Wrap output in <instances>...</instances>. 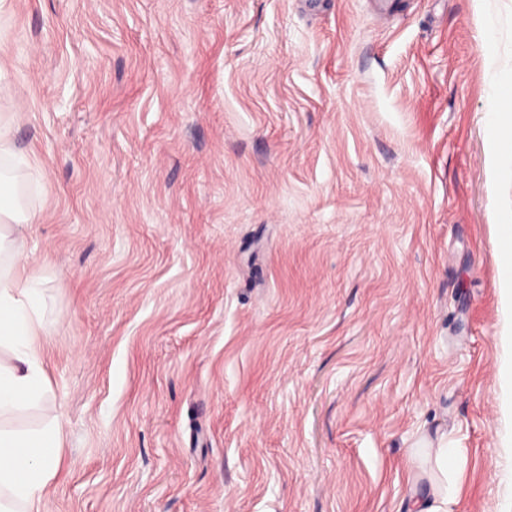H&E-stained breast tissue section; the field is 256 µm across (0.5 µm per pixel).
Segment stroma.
I'll use <instances>...</instances> for the list:
<instances>
[{
  "label": "stroma",
  "mask_w": 512,
  "mask_h": 512,
  "mask_svg": "<svg viewBox=\"0 0 512 512\" xmlns=\"http://www.w3.org/2000/svg\"><path fill=\"white\" fill-rule=\"evenodd\" d=\"M64 420L40 512H512L489 77L512 0H8ZM457 457L458 449L449 447L443 434L434 448L432 465L428 467V503L423 507L421 500L417 499L420 506L417 512H453L458 497Z\"/></svg>",
  "instance_id": "35a3bbf8"
}]
</instances>
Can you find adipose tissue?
<instances>
[{"mask_svg": "<svg viewBox=\"0 0 512 512\" xmlns=\"http://www.w3.org/2000/svg\"><path fill=\"white\" fill-rule=\"evenodd\" d=\"M492 105L487 136L495 163L512 162V85L491 84ZM12 177L0 174V419L50 402V383L41 356L47 296L38 275L29 270L21 225L35 221L31 212L3 201L12 192ZM64 423L48 417L29 429L0 427V512H40L46 487L57 477ZM457 449L439 438L429 468V499L418 512H453L457 501Z\"/></svg>", "mask_w": 512, "mask_h": 512, "instance_id": "obj_1", "label": "adipose tissue"}]
</instances>
